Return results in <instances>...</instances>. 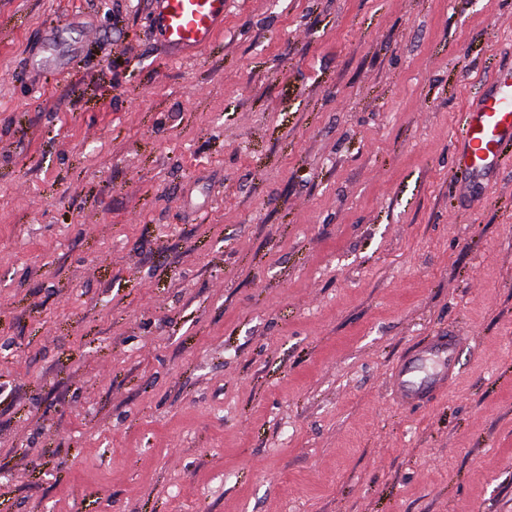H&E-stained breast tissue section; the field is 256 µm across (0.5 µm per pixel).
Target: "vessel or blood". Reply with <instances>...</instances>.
<instances>
[{"mask_svg": "<svg viewBox=\"0 0 512 512\" xmlns=\"http://www.w3.org/2000/svg\"><path fill=\"white\" fill-rule=\"evenodd\" d=\"M228 0H152L150 24L170 50L211 46L224 26ZM512 157V67L497 70L464 107L453 154L456 188L472 194ZM462 339L439 330L414 345L390 377L391 392L406 407L422 406L444 391L458 372Z\"/></svg>", "mask_w": 512, "mask_h": 512, "instance_id": "b4317fda", "label": "vessel or blood"}]
</instances>
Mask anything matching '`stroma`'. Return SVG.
Wrapping results in <instances>:
<instances>
[{"instance_id":"stroma-1","label":"stroma","mask_w":512,"mask_h":512,"mask_svg":"<svg viewBox=\"0 0 512 512\" xmlns=\"http://www.w3.org/2000/svg\"><path fill=\"white\" fill-rule=\"evenodd\" d=\"M150 8L0 0V512H512V159L453 169L512 0ZM228 0H153L150 24L168 50L205 49L224 27ZM462 337L436 331L399 360L390 377L391 392L405 407L422 406L448 388L458 372Z\"/></svg>"}]
</instances>
